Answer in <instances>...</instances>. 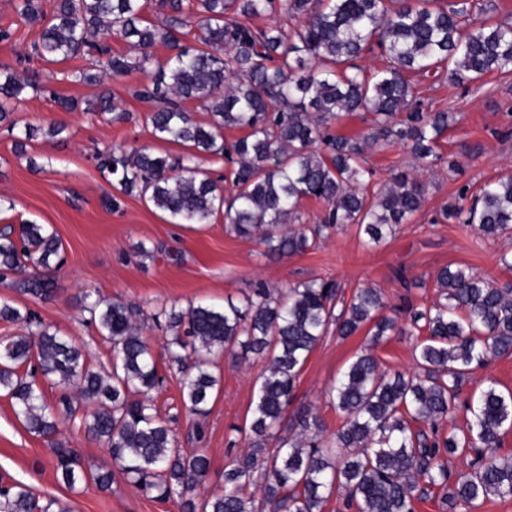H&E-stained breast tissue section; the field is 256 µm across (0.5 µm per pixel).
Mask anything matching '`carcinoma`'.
<instances>
[{
	"mask_svg": "<svg viewBox=\"0 0 512 512\" xmlns=\"http://www.w3.org/2000/svg\"><path fill=\"white\" fill-rule=\"evenodd\" d=\"M148 0H55L47 15L40 0H16L20 21L40 26L39 37L17 66L33 60L61 63L89 57L90 66L63 78L103 85L107 77L133 70L152 72L134 91L156 103L146 116L153 136L182 145L176 157L145 147L95 149L100 167L126 194H137L164 212L172 224H209L224 214L230 231L260 241L266 254L290 256L330 229L354 227L369 245L396 233L419 209L425 186L414 174L399 173L372 196L373 172L365 166L368 147L409 149L423 170L437 163L455 173L453 157L439 153L453 112H425L407 74L444 77L460 85L491 72L512 71V26L478 19L479 0H157L160 21L145 17ZM286 13L296 24L253 27L249 20ZM195 23V43L181 29ZM114 36L138 51L130 58L112 52ZM165 45L170 54L155 58ZM378 52L384 65L368 73L357 64ZM52 93L38 71L22 78L16 66L0 63V123L11 132L13 150L27 152L38 135L56 138L61 123L15 131L12 112L23 92ZM196 102L208 119L199 121L187 104ZM95 113L123 121L112 92L95 95ZM363 112L368 126L351 138L331 133L346 115ZM245 135L232 145L237 168L235 194L227 199L217 180L197 164L201 155L224 157V129ZM462 185L437 219L470 226L489 237L512 235V175L476 192ZM323 201L322 223H300L303 199ZM472 199L468 206L464 201ZM62 243L46 224L22 223L0 235V270L31 269L24 291L47 297L52 272L63 264ZM439 300L425 309L407 308L406 322L382 314L378 288H359L345 300L332 281H313L274 294L257 283L242 304L199 303L186 309L160 306L158 327L172 333L168 360L177 365L187 410L202 417L218 380L212 359L226 352L266 360L250 422V451L224 471L220 494L198 498L209 473L202 452L176 447L169 420L150 392L163 383L151 344L134 321L139 311L120 301L85 293L84 310L112 343L110 367L96 368L70 339L36 324V330L0 344V393L12 401L26 429L45 438L74 422L71 391L81 400V427L107 444L114 470H80L70 448L55 449L56 475L69 488L91 479L111 486L119 471L180 512H260L251 487L262 490L267 512H322L334 492H343L348 512H413L448 484V457H472L473 470L455 483L448 498L473 504L489 496L512 497V455L499 456L501 437L512 430V392L484 389L466 406V426L443 432L457 411L462 387L473 370L512 354V289L500 288L464 267L443 268L435 277ZM369 326L378 344L394 333L427 338L415 349V371L383 370L371 353L353 359L329 390L344 414L331 439L310 409L293 416L294 435L282 434L297 379L319 341L335 327L351 336ZM53 382L60 398L50 404L36 377ZM0 512H65L59 500L40 502L29 488L0 487Z\"/></svg>",
	"mask_w": 512,
	"mask_h": 512,
	"instance_id": "1",
	"label": "carcinoma"
}]
</instances>
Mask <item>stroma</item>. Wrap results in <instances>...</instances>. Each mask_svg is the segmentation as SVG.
<instances>
[{"label": "stroma", "instance_id": "1", "mask_svg": "<svg viewBox=\"0 0 512 512\" xmlns=\"http://www.w3.org/2000/svg\"><path fill=\"white\" fill-rule=\"evenodd\" d=\"M14 0H0V26H13L10 41L0 42V63H13L29 47L38 27L19 23ZM59 67L39 65L40 79L49 83L55 98L27 94L13 118L19 124L48 126L62 122L67 130L50 139L39 137L16 155L6 129H0V214L13 225L24 221L50 225L62 241L65 262L58 286L47 298L25 293L22 276L7 274L0 288V302L32 320L50 326L58 335L73 339L92 365L108 364L112 349L87 320L80 306L84 292L103 300L118 299L142 311L144 336L153 348L165 381L155 391L157 406L170 419L176 444L184 451H200L210 460V471L198 488L207 497L224 487V469L234 457L249 449V423L258 394V377L265 362L255 356L216 358L211 367L219 384L205 418L186 411L179 375L169 368L166 344L169 332L158 330L151 315L158 306L180 308L199 302L242 303L256 282L287 291L311 280L337 282L345 296L355 289H381L385 313L399 317L403 302L423 308L435 303V277L446 266L468 267L494 281L512 286V267L499 257L512 251V239H492L460 224H438L434 218L463 183L480 187L485 182L512 174V71L491 73L483 79L452 86L443 80L413 77L415 94L424 110L455 113L442 139L443 153L454 154L460 174L438 165L426 172L427 185L421 210L380 244L366 245L355 228L332 230L315 247L284 259L266 255L255 239L231 233L223 219L209 224L179 226L169 223L161 211L139 197L122 194L101 172L92 158L95 148L144 146L156 153L179 154L180 146L157 140L144 120L151 105L136 99L134 87L148 83L146 73L134 71L106 84L130 120L111 122L88 112H65L56 97L85 101L94 87L58 82ZM367 163L376 171L375 185L393 174L414 171L416 162L403 148L370 149ZM37 161L41 171L29 163ZM115 206H108V199ZM31 320V321H32ZM367 331L341 338L327 333L309 355L299 376L292 411L306 408L320 415L326 435H333L343 414L330 402L327 391L361 351L371 350L385 369L415 368L414 338L389 336L370 346ZM498 391H512V355L492 360L474 371L460 395L472 402L488 384ZM76 451L87 471L108 469L112 458L106 446L70 425L47 439L28 432L17 419L8 397L0 395V483L28 486L39 499L57 498L68 512H179L174 501L159 500L139 490L122 474L112 487L101 490L85 482L74 488L58 483L52 462L56 448Z\"/></svg>", "mask_w": 512, "mask_h": 512}]
</instances>
